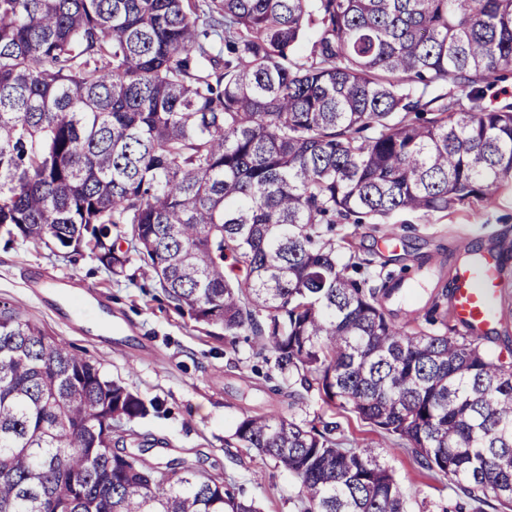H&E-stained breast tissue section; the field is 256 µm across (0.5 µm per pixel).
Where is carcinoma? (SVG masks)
Wrapping results in <instances>:
<instances>
[{"label": "carcinoma", "mask_w": 512, "mask_h": 512, "mask_svg": "<svg viewBox=\"0 0 512 512\" xmlns=\"http://www.w3.org/2000/svg\"><path fill=\"white\" fill-rule=\"evenodd\" d=\"M508 70L512 0H0V234L116 275L129 240L176 309L255 336L472 512H512V369L437 298L431 328L397 325L393 289L319 231L491 203L512 104L485 89ZM449 79L466 100L431 94ZM158 408L0 304V512H257L186 458L114 450ZM337 429L246 414L235 435L296 476L301 512H406Z\"/></svg>", "instance_id": "obj_1"}]
</instances>
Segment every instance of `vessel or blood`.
<instances>
[{"label":"vessel or blood","instance_id":"obj_1","mask_svg":"<svg viewBox=\"0 0 512 512\" xmlns=\"http://www.w3.org/2000/svg\"><path fill=\"white\" fill-rule=\"evenodd\" d=\"M500 254L483 253L457 268L452 287V313L463 330L483 336L504 318L499 294Z\"/></svg>","mask_w":512,"mask_h":512}]
</instances>
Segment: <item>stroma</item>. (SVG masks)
<instances>
[{"label": "stroma", "instance_id": "stroma-1", "mask_svg": "<svg viewBox=\"0 0 512 512\" xmlns=\"http://www.w3.org/2000/svg\"><path fill=\"white\" fill-rule=\"evenodd\" d=\"M399 241L385 243L388 232ZM340 242L339 264L351 256L368 260L360 275L369 286L401 279L414 299L393 294L384 300L397 324L423 321L431 299L448 291L456 269L474 253L501 251L503 304H512V187L490 204H471L443 213L398 212L385 224L333 225ZM0 301L20 306L27 317L63 339L76 352L98 361L112 379L124 382L160 409L134 420L133 453L156 466L189 456L201 470L220 471L237 496L258 512H300L296 477L271 457L241 447L235 431L249 411H272L296 420H333L318 388L303 389L297 375L283 374L272 351L251 336H226L220 327L197 322L175 309L151 273L131 260L112 275L89 251L58 256L43 244H5L0 239ZM302 394L290 405L288 392ZM336 438L343 447L378 440L386 464L408 493L410 512H452L455 489L423 475L396 439H376L353 414L342 417Z\"/></svg>", "mask_w": 512, "mask_h": 512}]
</instances>
